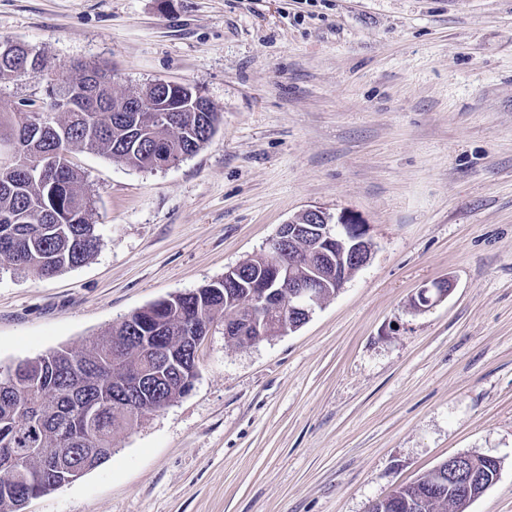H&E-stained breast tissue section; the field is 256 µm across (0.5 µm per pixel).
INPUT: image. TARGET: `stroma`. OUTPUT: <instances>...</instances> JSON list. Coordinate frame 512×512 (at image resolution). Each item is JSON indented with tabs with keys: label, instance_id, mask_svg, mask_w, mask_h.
I'll return each mask as SVG.
<instances>
[{
	"label": "stroma",
	"instance_id": "stroma-1",
	"mask_svg": "<svg viewBox=\"0 0 512 512\" xmlns=\"http://www.w3.org/2000/svg\"><path fill=\"white\" fill-rule=\"evenodd\" d=\"M0 38L223 114L164 169L72 150L101 246L49 279L0 263V369L223 277L305 208L373 243L295 331L239 346L216 319L193 389L28 512H368L458 453L502 462L467 512H512V0H0ZM448 294V282L445 280L434 281L430 286L421 288L413 298L418 311H424L442 300Z\"/></svg>",
	"mask_w": 512,
	"mask_h": 512
}]
</instances>
